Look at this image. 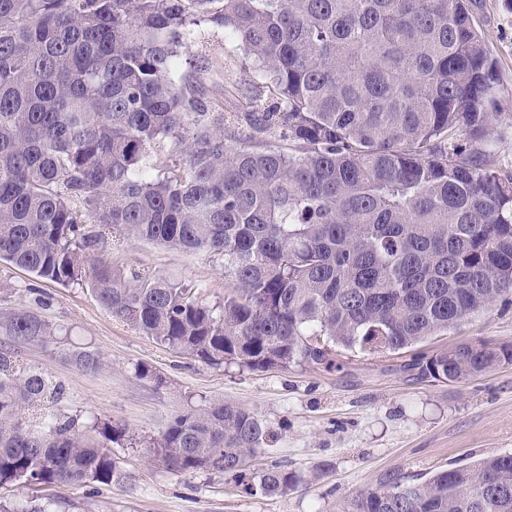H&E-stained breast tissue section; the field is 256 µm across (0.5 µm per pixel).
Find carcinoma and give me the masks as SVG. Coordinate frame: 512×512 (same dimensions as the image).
<instances>
[{
	"mask_svg": "<svg viewBox=\"0 0 512 512\" xmlns=\"http://www.w3.org/2000/svg\"><path fill=\"white\" fill-rule=\"evenodd\" d=\"M481 0H0V262L85 285L113 315L201 361L338 369L335 348H413L512 295V178L488 168L498 69ZM241 56L184 69L196 27ZM250 73L228 82L230 66ZM223 88L222 96L209 86ZM239 111H224V101ZM224 258V302L96 252L105 234ZM5 329L55 331L14 312ZM97 371L104 359L72 353ZM512 345L458 344L404 365L464 382ZM63 386L0 352V487L110 485L126 428L46 407ZM270 431L217 402L147 442L177 473L284 496L304 476L238 467ZM346 512H512V454L386 481Z\"/></svg>",
	"mask_w": 512,
	"mask_h": 512,
	"instance_id": "carcinoma-1",
	"label": "carcinoma"
}]
</instances>
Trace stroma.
<instances>
[{
  "label": "stroma",
  "mask_w": 512,
  "mask_h": 512,
  "mask_svg": "<svg viewBox=\"0 0 512 512\" xmlns=\"http://www.w3.org/2000/svg\"><path fill=\"white\" fill-rule=\"evenodd\" d=\"M481 30L498 65L501 113L488 166L512 176V0H482ZM102 255L127 274L146 271L195 285L204 302L224 300V261L180 255L146 241L110 239ZM18 310L37 314L60 335L56 344L17 343L0 328V348L63 384L57 413L80 427L109 420L139 438L162 435L178 414L224 401L266 421L272 436L250 458L256 473L273 459L306 476L282 497L245 493L231 477L179 474L149 448H114L122 482L88 487L9 486L0 500L50 504L52 512H341L356 494L398 480L418 483L437 470L512 454V364L460 383L417 379L404 368L412 352L344 350L340 369L294 364L252 370L209 365L142 335L112 315L88 288L35 278L0 264V320ZM512 344V303L498 301L457 328L429 338L430 354L465 342ZM88 349L107 362L82 370L69 355ZM151 377H137L136 364Z\"/></svg>",
  "instance_id": "obj_1"
}]
</instances>
